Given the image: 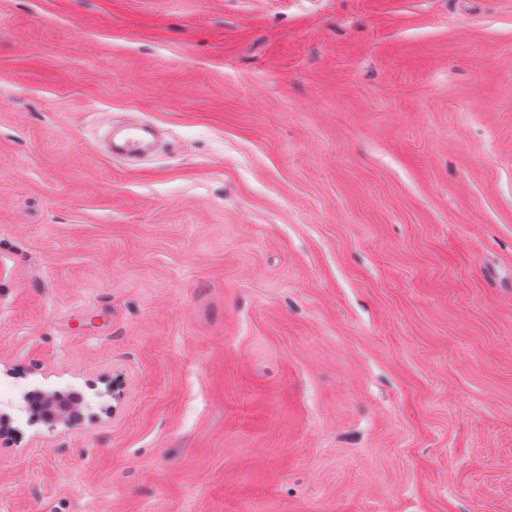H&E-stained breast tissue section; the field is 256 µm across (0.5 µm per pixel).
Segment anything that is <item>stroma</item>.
<instances>
[{
    "label": "stroma",
    "mask_w": 512,
    "mask_h": 512,
    "mask_svg": "<svg viewBox=\"0 0 512 512\" xmlns=\"http://www.w3.org/2000/svg\"><path fill=\"white\" fill-rule=\"evenodd\" d=\"M0 512H512V0H0ZM146 128V124L135 123L127 127L125 141L113 154L125 161H133L141 153V131Z\"/></svg>",
    "instance_id": "obj_1"
}]
</instances>
